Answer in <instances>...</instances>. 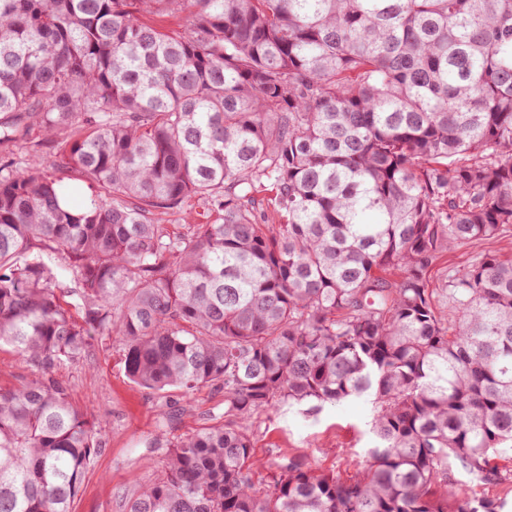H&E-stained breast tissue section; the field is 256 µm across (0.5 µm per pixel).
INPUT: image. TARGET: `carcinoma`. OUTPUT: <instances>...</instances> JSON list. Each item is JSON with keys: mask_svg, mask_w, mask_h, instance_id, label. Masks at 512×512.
<instances>
[{"mask_svg": "<svg viewBox=\"0 0 512 512\" xmlns=\"http://www.w3.org/2000/svg\"><path fill=\"white\" fill-rule=\"evenodd\" d=\"M53 140L56 176L0 162V344L34 367L0 389V512H71L101 445L55 372L95 334L143 388L224 390L125 512H448L453 469L506 480L512 259L448 274V321L429 274L512 232V0H0V145ZM363 396L355 477L255 487L253 415ZM37 257L46 265L56 269L61 275L59 276L60 288L64 289V291H70L71 288H75L74 277L70 272H64L61 270L63 267V260L61 259V255L51 249H45L42 251H36L29 256V259H33ZM72 293H66V295H71Z\"/></svg>", "mask_w": 512, "mask_h": 512, "instance_id": "1", "label": "carcinoma"}]
</instances>
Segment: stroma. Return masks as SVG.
I'll list each match as a JSON object with an SVG mask.
<instances>
[{"mask_svg": "<svg viewBox=\"0 0 512 512\" xmlns=\"http://www.w3.org/2000/svg\"><path fill=\"white\" fill-rule=\"evenodd\" d=\"M480 252L512 257V234L456 248L438 261L430 286L441 314L449 312L448 293L442 288L444 271L466 267ZM58 375L69 386L73 401L98 421L102 441L84 474L73 512H124L126 495L138 491L161 470L163 447L224 421L223 390L205 388L185 396L176 390L158 393L132 383L125 373L121 341L115 337H93L86 356L64 365ZM373 410L371 398L362 397L311 410L276 406L255 415V486H272L278 467L291 460L311 463L344 480L353 478L365 451L373 445ZM163 411L174 412V420L160 422Z\"/></svg>", "mask_w": 512, "mask_h": 512, "instance_id": "35a3bbf8", "label": "stroma"}]
</instances>
